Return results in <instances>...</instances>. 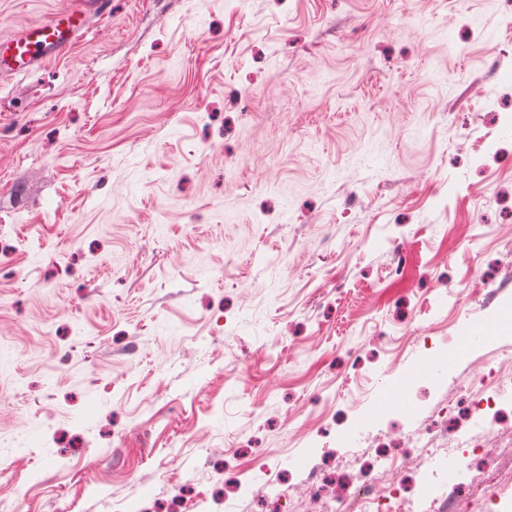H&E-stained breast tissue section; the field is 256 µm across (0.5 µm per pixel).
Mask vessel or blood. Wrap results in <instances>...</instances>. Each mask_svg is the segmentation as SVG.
Returning <instances> with one entry per match:
<instances>
[{"mask_svg": "<svg viewBox=\"0 0 512 512\" xmlns=\"http://www.w3.org/2000/svg\"><path fill=\"white\" fill-rule=\"evenodd\" d=\"M108 15L107 0H74L68 9L26 25L0 46V75L64 54L86 36L94 21Z\"/></svg>", "mask_w": 512, "mask_h": 512, "instance_id": "obj_1", "label": "vessel or blood"}]
</instances>
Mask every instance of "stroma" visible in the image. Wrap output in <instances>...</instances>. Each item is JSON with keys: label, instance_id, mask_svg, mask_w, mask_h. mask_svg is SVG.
<instances>
[{"label": "stroma", "instance_id": "1", "mask_svg": "<svg viewBox=\"0 0 512 512\" xmlns=\"http://www.w3.org/2000/svg\"><path fill=\"white\" fill-rule=\"evenodd\" d=\"M70 4L0 0V39ZM0 238L16 512H138L228 464L253 478L219 512L279 481L302 499L323 449L349 466L341 436L409 438L512 352L486 292L512 263V15L112 0L62 58L0 78ZM390 385L406 411L378 408Z\"/></svg>", "mask_w": 512, "mask_h": 512}]
</instances>
